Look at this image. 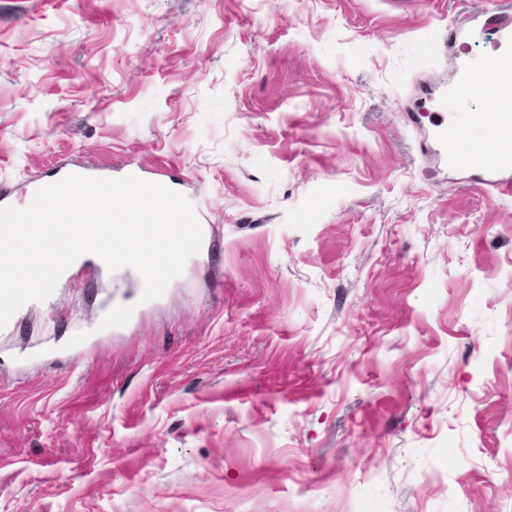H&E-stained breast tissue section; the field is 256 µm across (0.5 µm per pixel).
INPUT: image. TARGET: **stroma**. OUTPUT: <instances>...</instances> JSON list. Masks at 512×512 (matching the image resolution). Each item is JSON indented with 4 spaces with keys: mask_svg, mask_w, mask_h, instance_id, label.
<instances>
[{
    "mask_svg": "<svg viewBox=\"0 0 512 512\" xmlns=\"http://www.w3.org/2000/svg\"><path fill=\"white\" fill-rule=\"evenodd\" d=\"M509 13L0 0V187L170 172L207 232L159 299L83 266L0 330V512H512V196L421 99Z\"/></svg>",
    "mask_w": 512,
    "mask_h": 512,
    "instance_id": "obj_1",
    "label": "stroma"
}]
</instances>
